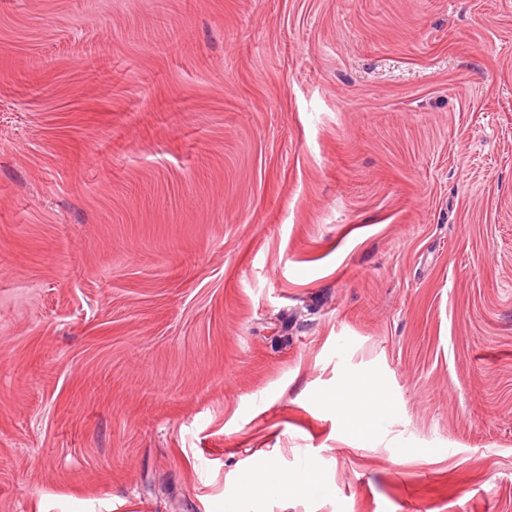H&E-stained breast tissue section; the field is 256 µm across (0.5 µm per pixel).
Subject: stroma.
I'll list each match as a JSON object with an SVG mask.
<instances>
[{
    "instance_id": "1",
    "label": "stroma",
    "mask_w": 512,
    "mask_h": 512,
    "mask_svg": "<svg viewBox=\"0 0 512 512\" xmlns=\"http://www.w3.org/2000/svg\"><path fill=\"white\" fill-rule=\"evenodd\" d=\"M408 507L512 512V0H0V512ZM360 386L362 387L361 395L365 403L371 399L383 401L388 400L389 398V392L386 384L379 378L372 376L361 384H356L352 379L346 378L343 385L336 391L325 396L323 401L333 409L344 408L350 397L351 389L358 388ZM307 464L303 473H288L277 467L272 459H263L251 472L246 474L240 483V494L250 498L271 499L282 498L290 494L311 490Z\"/></svg>"
}]
</instances>
